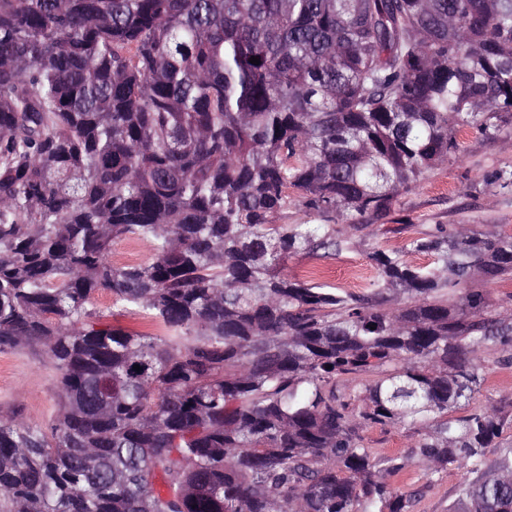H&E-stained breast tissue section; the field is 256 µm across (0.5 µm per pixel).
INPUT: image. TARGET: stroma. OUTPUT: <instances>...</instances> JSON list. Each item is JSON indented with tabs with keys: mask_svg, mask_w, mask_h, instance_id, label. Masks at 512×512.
Listing matches in <instances>:
<instances>
[{
	"mask_svg": "<svg viewBox=\"0 0 512 512\" xmlns=\"http://www.w3.org/2000/svg\"><path fill=\"white\" fill-rule=\"evenodd\" d=\"M462 160H448L426 172L417 187L399 199L394 211L379 220H367L354 234L351 248L326 257L289 259L287 271L302 275L310 267L329 269V284L340 293L368 295L375 292L378 273L373 250L401 252L408 263L432 264L425 253L405 246L429 224L450 228L465 225L487 236H512V187L491 180L493 172L512 169V128L497 139L485 138L476 129L458 128ZM483 383L472 404L495 405L507 421L502 442L512 441V362L503 360L498 344L485 345L478 353ZM56 376L42 345L32 344L0 352V409L46 425L56 411ZM379 468L398 463L388 481L406 500L407 512H448L460 487L472 478L470 471L450 464L432 471L414 446L416 433L406 427H373L362 433Z\"/></svg>",
	"mask_w": 512,
	"mask_h": 512,
	"instance_id": "stroma-1",
	"label": "stroma"
}]
</instances>
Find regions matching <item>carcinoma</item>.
Listing matches in <instances>:
<instances>
[{"mask_svg": "<svg viewBox=\"0 0 512 512\" xmlns=\"http://www.w3.org/2000/svg\"><path fill=\"white\" fill-rule=\"evenodd\" d=\"M511 125L512 0H0V352L43 344L58 405L0 411V512H405L362 432L419 423L473 474L457 512H512L500 410L448 417L484 345L512 359L470 287L512 236L436 224L434 266L377 249L367 296L283 273L460 158L456 127ZM130 237L151 258L113 264ZM102 292L165 335L102 324Z\"/></svg>", "mask_w": 512, "mask_h": 512, "instance_id": "1", "label": "carcinoma"}]
</instances>
